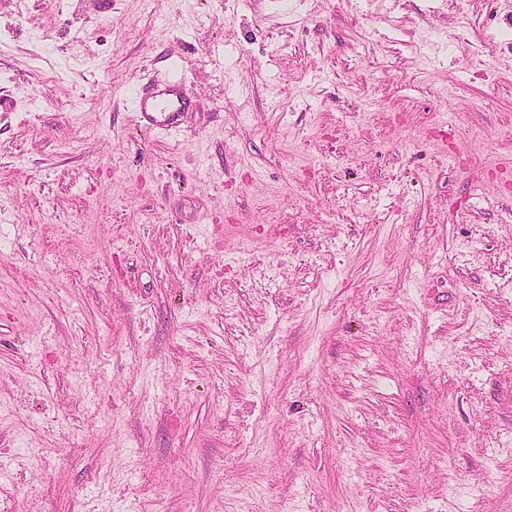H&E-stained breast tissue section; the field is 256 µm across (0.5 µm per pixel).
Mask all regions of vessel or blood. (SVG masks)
I'll use <instances>...</instances> for the list:
<instances>
[{"mask_svg": "<svg viewBox=\"0 0 512 512\" xmlns=\"http://www.w3.org/2000/svg\"><path fill=\"white\" fill-rule=\"evenodd\" d=\"M183 80L174 76L166 81H148L132 94V110L140 124L161 135L174 136L180 131L186 108Z\"/></svg>", "mask_w": 512, "mask_h": 512, "instance_id": "obj_1", "label": "vessel or blood"}]
</instances>
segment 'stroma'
I'll return each mask as SVG.
<instances>
[{
	"label": "stroma",
	"instance_id": "obj_1",
	"mask_svg": "<svg viewBox=\"0 0 512 512\" xmlns=\"http://www.w3.org/2000/svg\"><path fill=\"white\" fill-rule=\"evenodd\" d=\"M0 97V512H512V0H0ZM182 83L183 79L174 75L166 81L151 80L136 88L131 100L139 124L161 135L179 134L186 108Z\"/></svg>",
	"mask_w": 512,
	"mask_h": 512
}]
</instances>
